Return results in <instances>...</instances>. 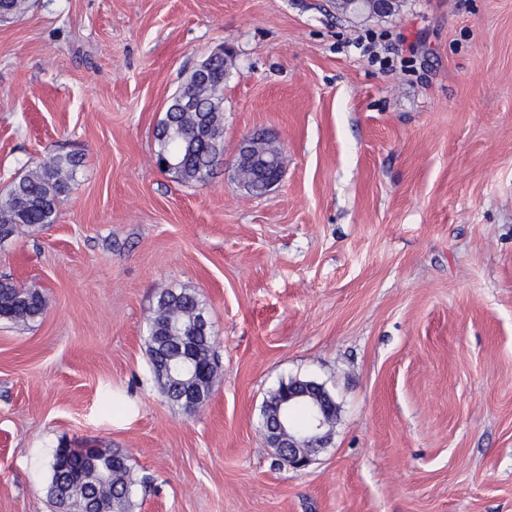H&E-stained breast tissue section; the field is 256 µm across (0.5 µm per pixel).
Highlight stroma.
I'll return each mask as SVG.
<instances>
[{"label": "stroma", "mask_w": 512, "mask_h": 512, "mask_svg": "<svg viewBox=\"0 0 512 512\" xmlns=\"http://www.w3.org/2000/svg\"><path fill=\"white\" fill-rule=\"evenodd\" d=\"M384 36L388 66L352 47ZM224 163L155 165L154 130L214 52ZM283 146L261 195L232 167ZM81 163L54 223L0 243V278L46 313L0 321V512H56L58 447L124 452L132 512H512V0H29L0 22V195ZM191 288L217 338L195 412L144 336L159 287ZM338 406L303 470L266 442L289 379ZM352 0H343L338 5L336 4V9L341 8L343 11L347 12H353V13H364L361 15H357L358 17L361 16H379V17H386L389 16L395 9L397 8V2L394 0L392 1V7L389 12H386L388 10V5L390 4V0H371L376 3L377 10L379 12H376L372 9L371 5L367 2H361V3H352ZM367 12V13H366ZM385 12V13H380Z\"/></svg>", "instance_id": "1"}]
</instances>
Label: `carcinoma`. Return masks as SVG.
<instances>
[{"label":"carcinoma","mask_w":512,"mask_h":512,"mask_svg":"<svg viewBox=\"0 0 512 512\" xmlns=\"http://www.w3.org/2000/svg\"><path fill=\"white\" fill-rule=\"evenodd\" d=\"M27 0H4L0 4V17L13 19L25 12ZM338 7L343 11L365 13L369 16H388L378 13L365 0L353 3L341 0ZM224 77V61L213 66V83L193 87V93L210 105L208 131L198 133L197 113L183 112L179 108V95H174L161 120L155 140L156 154L166 153L178 142L187 154L182 169L174 172L175 178L185 184H205L219 163L224 160V113L221 81ZM79 160L73 155H56L17 177L7 196L0 201V241L11 238L21 226L53 223L56 203L68 188L73 171ZM46 308L43 295L10 279L0 280V320L27 324L40 319ZM206 317V308L196 291L189 288H164L159 292L157 311L147 330L150 362L157 380L167 399L179 403L181 388L187 377L161 374L159 362L176 361L181 355V336L185 329ZM214 335H199L196 348V364L201 370L191 386L199 398L207 400L216 383L217 374L211 365ZM288 422L303 430L309 427L310 417L301 405L288 408ZM57 454L50 461L49 496L59 512H89L87 500L93 496L99 512H125L132 499L143 486L127 464V456L118 450H106L97 456V464L84 461L79 473L56 468Z\"/></svg>","instance_id":"cac0c4a2"}]
</instances>
